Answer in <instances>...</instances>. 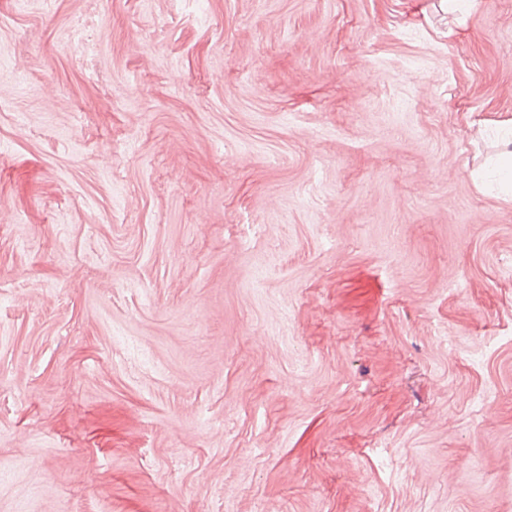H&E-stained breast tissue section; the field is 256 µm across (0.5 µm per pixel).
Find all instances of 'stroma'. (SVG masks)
I'll list each match as a JSON object with an SVG mask.
<instances>
[{"label": "stroma", "mask_w": 512, "mask_h": 512, "mask_svg": "<svg viewBox=\"0 0 512 512\" xmlns=\"http://www.w3.org/2000/svg\"><path fill=\"white\" fill-rule=\"evenodd\" d=\"M512 0H0V512H512Z\"/></svg>", "instance_id": "35a3bbf8"}]
</instances>
